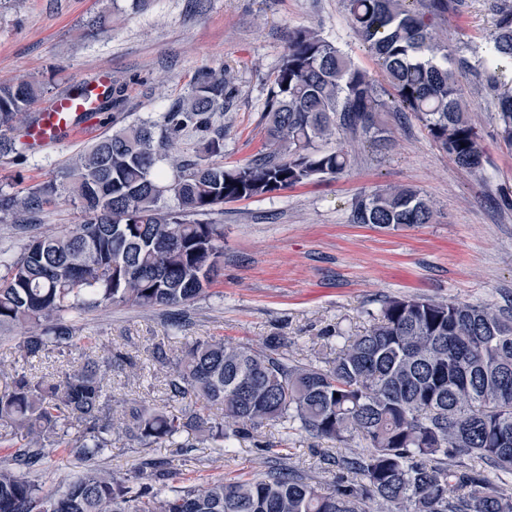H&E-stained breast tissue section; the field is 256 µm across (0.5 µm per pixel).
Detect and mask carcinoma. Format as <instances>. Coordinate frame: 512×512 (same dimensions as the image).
<instances>
[{
	"mask_svg": "<svg viewBox=\"0 0 512 512\" xmlns=\"http://www.w3.org/2000/svg\"><path fill=\"white\" fill-rule=\"evenodd\" d=\"M461 6L429 0L419 13L406 0H346L389 100L335 43L296 30L261 114L266 152L246 164L220 161V118L236 97L234 77L203 67L155 119L100 136L22 195L0 190V221L22 215L32 224L62 192L83 216L25 241L4 265L0 328L19 330L18 358L77 345L76 312L178 308L208 295L224 260V225L214 219L224 204L342 173L350 154L327 143L359 130L386 145L380 112L413 113L456 166L482 175L473 99L462 94L460 78L477 68L492 72L501 137L512 145V78L505 79L512 5L496 6L484 50L472 60L454 57L433 30L434 18ZM122 92L112 84L92 95L91 112L118 109ZM44 94L31 81L0 84V155L17 152L16 134L38 122L30 107ZM187 138L192 146L183 149ZM433 216L432 203L410 186L362 194L351 207L354 224H429ZM111 367L112 347L104 345L59 380L11 375L0 391V423L24 432L25 442L0 463V512H368L371 502L377 512H512V488L498 485L512 476V315L490 307L392 297L327 366L293 364L272 343L254 350L199 337L170 374L169 397L187 402L181 414L137 403L125 411L121 429L142 448L185 433L224 448L266 422L281 426L282 444L297 430L365 441L366 452L334 460L330 491L285 462L251 478L176 485L168 463L152 458L141 460L133 479L88 466L65 486L44 489L30 475L55 449L86 462L112 448ZM213 405L224 408L223 419L207 414ZM462 456L477 464H462Z\"/></svg>",
	"mask_w": 512,
	"mask_h": 512,
	"instance_id": "cac0c4a2",
	"label": "carcinoma"
}]
</instances>
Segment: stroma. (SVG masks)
<instances>
[{
  "label": "stroma",
  "mask_w": 512,
  "mask_h": 512,
  "mask_svg": "<svg viewBox=\"0 0 512 512\" xmlns=\"http://www.w3.org/2000/svg\"><path fill=\"white\" fill-rule=\"evenodd\" d=\"M495 0H464L457 13L439 16L437 28L455 55L472 56L485 43ZM111 21L92 31L86 21L101 9ZM309 28L333 41L388 85L367 45L350 26L345 0H149L135 10L130 0H0V83L36 80L47 92L32 107L43 111L60 95L93 81L98 69L124 88L120 116L126 122L156 118L183 96L200 68L225 66L237 97L225 112L224 164L256 158L264 149L260 117L267 88L295 29ZM486 157L483 177L458 168L409 112H383L380 121L393 142L378 149L349 134L339 142L350 151L347 169L265 197L226 203L224 274L215 294L182 307L183 326L173 313L118 305L74 314L77 335L119 352L105 382L115 415L145 402L175 412L169 400L170 366L156 362V344L176 355L192 339L213 336L254 348L278 346L289 360L308 364L335 358L343 339L368 327L372 314L394 296L418 295L467 301L512 313V147L503 143L496 102L486 96L471 114ZM113 118L68 144L0 156V186L23 193L56 175L71 157L111 132ZM411 185L430 199L433 223L392 229L351 221L358 195L386 186ZM82 215L59 195L34 224L0 222V260L19 253L23 241L78 224ZM15 332L0 334V368L34 378H54L79 367L76 348H50L27 363H15ZM280 427L266 423L252 437L216 451L180 443L143 449L113 441L99 466L134 473L143 456L167 459L178 483H199L264 470L287 457L290 466L333 483L332 457L363 452L361 440L333 444L308 433L289 436L280 448Z\"/></svg>",
  "instance_id": "obj_1"
}]
</instances>
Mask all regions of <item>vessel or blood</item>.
I'll use <instances>...</instances> for the list:
<instances>
[{
    "instance_id": "obj_1",
    "label": "vessel or blood",
    "mask_w": 512,
    "mask_h": 512,
    "mask_svg": "<svg viewBox=\"0 0 512 512\" xmlns=\"http://www.w3.org/2000/svg\"><path fill=\"white\" fill-rule=\"evenodd\" d=\"M83 96L64 94L56 98L51 108L41 113L39 123L26 131L29 146L59 145L93 128L94 115L85 110Z\"/></svg>"
}]
</instances>
